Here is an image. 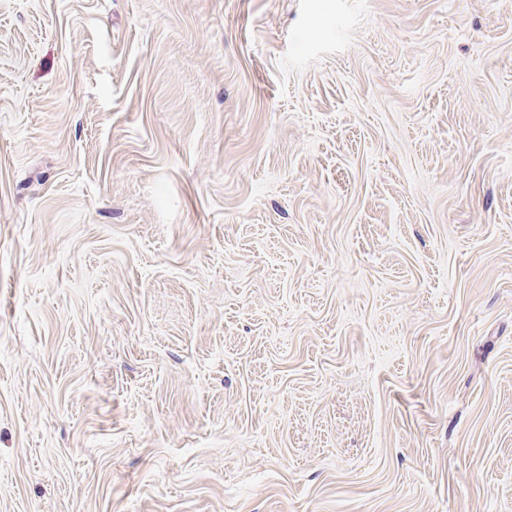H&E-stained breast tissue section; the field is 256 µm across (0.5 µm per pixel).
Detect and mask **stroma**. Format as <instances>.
I'll list each match as a JSON object with an SVG mask.
<instances>
[{"instance_id": "1", "label": "stroma", "mask_w": 512, "mask_h": 512, "mask_svg": "<svg viewBox=\"0 0 512 512\" xmlns=\"http://www.w3.org/2000/svg\"><path fill=\"white\" fill-rule=\"evenodd\" d=\"M0 512H512V0H0Z\"/></svg>"}]
</instances>
